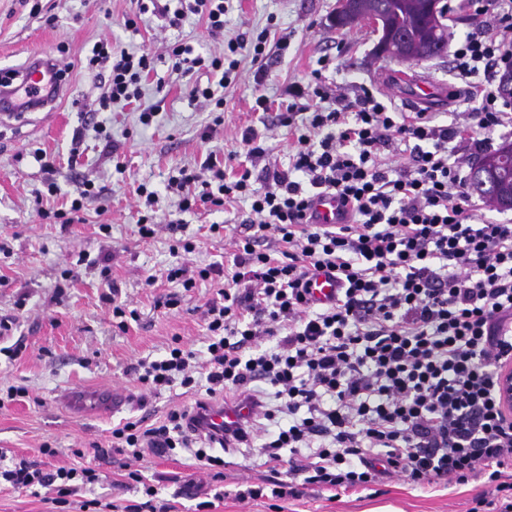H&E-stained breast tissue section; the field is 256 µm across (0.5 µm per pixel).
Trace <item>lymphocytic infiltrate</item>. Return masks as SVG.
I'll use <instances>...</instances> for the list:
<instances>
[{"label": "lymphocytic infiltrate", "mask_w": 512, "mask_h": 512, "mask_svg": "<svg viewBox=\"0 0 512 512\" xmlns=\"http://www.w3.org/2000/svg\"><path fill=\"white\" fill-rule=\"evenodd\" d=\"M228 8L227 0H191L160 13L175 27L199 16L215 39ZM474 11L475 24L454 50L474 105L451 123L429 112L409 121L369 89L321 84L323 58L309 83L288 88L278 121L296 147L271 183L253 188L251 170L229 177L212 163L169 183L179 211L238 198L255 219L232 241V267L167 270V280L187 291L201 281L217 286L205 311V358L175 340L163 358L138 361L132 371L152 391L177 385L249 404L223 445H250L256 422L266 420L253 464L273 474L272 496H286L297 479L345 492L395 475L413 486L480 477L512 490V415L497 395L499 373L512 365V224L474 221L466 170L468 159L492 149L495 132L512 127V103L497 83L498 66L512 60V0H475ZM288 40L265 29L248 49L231 38L219 55L178 44L168 56L176 71H219L217 87L191 91L219 107L215 90L237 81L239 49H247L260 85L268 45L283 52ZM152 62L150 52L95 42L87 68L110 66L100 111L136 101ZM399 144L409 161L395 167L384 152ZM323 193L348 206L349 222H308L306 210ZM319 272L340 283L324 304L312 302L307 288ZM254 381L265 384L262 395L249 390ZM189 426L184 408L156 427L121 423L111 450L138 459L148 450L186 449ZM97 479L91 467L23 457L0 466L5 486L49 488L59 503Z\"/></svg>", "instance_id": "f902f5d3"}]
</instances>
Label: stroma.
<instances>
[{"label":"stroma","instance_id":"stroma-1","mask_svg":"<svg viewBox=\"0 0 512 512\" xmlns=\"http://www.w3.org/2000/svg\"><path fill=\"white\" fill-rule=\"evenodd\" d=\"M337 0H232L224 18L227 36H251L274 25L290 35L284 54H271L268 76L259 89L274 108L285 100L287 86L307 82L322 56L333 60L322 79L331 86L351 91L368 88L379 101L403 111L415 93L397 75L399 66L376 58L380 35L370 20L349 28L331 27L329 17ZM450 49L438 59L411 65L416 79H428L435 93L419 102L423 112L437 113L449 123L462 110V88L455 76L453 45L472 26L470 0H448ZM41 12L31 15L24 0H0V74L19 70L29 53L45 51L68 64L67 93L52 113L30 112L0 122V317H14L11 331L0 335V393L25 388L26 394L0 406V457L39 458L42 445L56 448L52 463L72 465L74 449L94 459L98 482L65 506H57L48 491L34 495L26 490H0V512H103L107 503L138 504L141 492L129 486L128 471H139L155 485L156 503H169L174 512H197L208 502L207 512H471L477 496H497L493 485L472 481L413 487L391 479L354 492L332 494L316 485L298 486L297 496L282 499L264 495L244 502L235 493L261 484V471L251 466L247 448L224 453V478L212 480L209 472L187 450L174 456L146 452L141 460L118 454L95 459L93 445L108 446L113 425L128 420L154 424L176 407L194 408L206 402L205 392L184 393L181 387L152 392L128 375L131 364L159 358L172 340L195 352H204L207 330L202 305L213 287L198 282L191 291L160 279L161 270L180 261L190 268L227 261L232 248L230 234H243L242 220L249 207L230 203L218 210L178 212L168 188L181 168L201 169L210 161L232 160L234 167L247 164L241 132L253 128L267 150L266 166L254 175L265 180L268 169H285L295 138L276 123L274 108L253 111L255 91L251 69L239 82L223 89L220 112L194 101L192 86L216 83L206 71L181 76L172 71L162 45L186 43L202 54L221 52L211 42L204 22L189 16L180 27L163 28L153 10H140L137 0H39ZM135 26H126V19ZM108 38L115 48L143 47L155 51L152 68L142 80L140 102L115 105L99 113L112 134L115 151H107L89 122L88 110L104 93L106 73L87 69L85 58L93 44ZM153 106L157 115L150 126L138 121L140 107ZM221 125H214V117ZM212 138H204L205 130ZM83 131L80 145H73L76 131ZM52 171H44L42 161ZM101 186V194L88 203L82 221L49 224L42 209H68L82 179ZM55 182L57 194H49L46 181ZM148 184L157 191L154 238L138 233L137 188ZM219 224L223 230L200 234L203 225ZM195 243L191 253L171 255L177 240ZM78 271L77 280L64 279V270ZM157 275L147 286L149 275ZM115 299L137 312L126 328L112 318V307L102 300L108 288ZM181 302L169 308L170 294ZM22 345L17 358L7 347ZM70 388L93 397L113 388L127 403L111 411L98 405L74 407L62 400Z\"/></svg>","mask_w":512,"mask_h":512}]
</instances>
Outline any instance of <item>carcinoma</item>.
I'll return each instance as SVG.
<instances>
[{"mask_svg":"<svg viewBox=\"0 0 512 512\" xmlns=\"http://www.w3.org/2000/svg\"><path fill=\"white\" fill-rule=\"evenodd\" d=\"M359 6L360 17L382 16L400 35L398 62L437 57L448 46V25L443 23L445 13L432 11L428 0H359ZM507 150L512 152V143L478 160L470 176L472 193L499 209L507 208L504 198H512V162L504 172L495 165Z\"/></svg>","mask_w":512,"mask_h":512,"instance_id":"carcinoma-1","label":"carcinoma"}]
</instances>
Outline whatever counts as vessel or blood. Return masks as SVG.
<instances>
[{
  "instance_id": "vessel-or-blood-1",
  "label": "vessel or blood",
  "mask_w": 512,
  "mask_h": 512,
  "mask_svg": "<svg viewBox=\"0 0 512 512\" xmlns=\"http://www.w3.org/2000/svg\"><path fill=\"white\" fill-rule=\"evenodd\" d=\"M18 84L0 87V116L15 118L23 112L52 106L64 86L62 70L48 53L31 54L22 68ZM310 214L315 223L337 224L342 220L341 207L332 194L313 199ZM338 284L334 276L319 273L310 278V298L316 303H325L335 298ZM200 432L220 438L224 435L225 422L235 420L232 408L221 404L200 410Z\"/></svg>"
}]
</instances>
